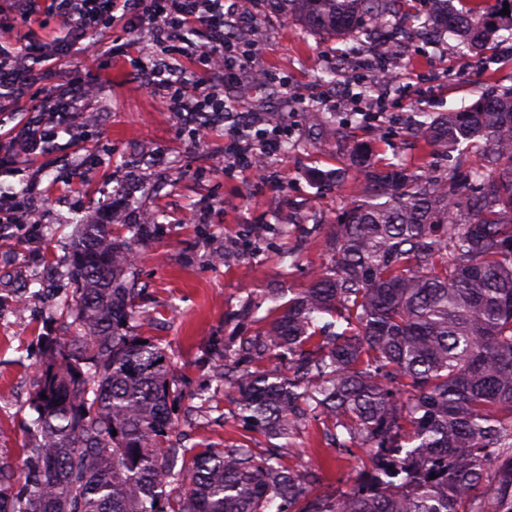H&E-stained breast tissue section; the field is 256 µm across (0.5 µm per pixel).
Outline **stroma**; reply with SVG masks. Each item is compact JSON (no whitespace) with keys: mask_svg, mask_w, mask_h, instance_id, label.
<instances>
[{"mask_svg":"<svg viewBox=\"0 0 512 512\" xmlns=\"http://www.w3.org/2000/svg\"><path fill=\"white\" fill-rule=\"evenodd\" d=\"M234 2L265 31L253 56L272 81L226 94L254 112L288 114V141L263 178L240 167L213 171L214 155L224 151L223 126L210 131L208 152L191 149L189 133L178 128L161 95L141 87L122 58L101 55L116 29L87 39L85 51L75 56L37 64L47 87L66 82L78 66L100 73L88 100L99 124L78 140L59 135L49 158H22L0 170L1 192H21L35 178L45 197L40 223L13 226L0 246V456L18 461L30 438L25 424L33 416L32 379L43 358V337L67 333L59 306L71 295L67 258L77 228L96 223L121 195L129 201L128 223H139L145 212L159 217L154 237L131 242L138 261L130 279L140 291L133 326L165 347L175 377L185 384L175 415L182 442L202 448L243 442L258 452L270 447L271 439L239 425L209 341L230 335L232 315L243 311L249 329H256L272 289L304 287L312 270L325 264L328 226L364 178L349 164L350 143L366 145L379 165L444 170L446 161L412 133L420 113L470 105L512 76L511 40L478 53L453 40H418L397 45L386 60L397 82L381 99L370 89L377 74L366 66L359 33L310 30L298 18L274 14L265 0ZM283 80L294 99L284 100ZM89 156L97 157V165L86 178L75 177V164ZM315 169L337 170L345 179L317 184L308 176ZM216 252L223 253V264L212 263ZM318 429L313 421L293 437L303 463L327 460L310 495L349 490L350 469L336 451L321 447Z\"/></svg>","mask_w":512,"mask_h":512,"instance_id":"35a3bbf8","label":"stroma"}]
</instances>
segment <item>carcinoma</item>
<instances>
[{"label": "carcinoma", "mask_w": 512, "mask_h": 512, "mask_svg": "<svg viewBox=\"0 0 512 512\" xmlns=\"http://www.w3.org/2000/svg\"><path fill=\"white\" fill-rule=\"evenodd\" d=\"M406 2L266 0L336 35L390 40L399 20L479 50L512 30V0ZM414 136L445 156L474 147L481 168H378L353 144L365 182L330 225L327 263L254 334L209 343L243 427L286 438L318 419L321 442L349 453V491L308 497L319 470L279 447L170 440L182 392L165 348L131 332L135 252L85 224L67 270L73 333L42 339L31 441L21 465L0 457V512H512V86L425 115Z\"/></svg>", "instance_id": "obj_1"}]
</instances>
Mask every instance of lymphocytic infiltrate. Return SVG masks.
<instances>
[{
	"mask_svg": "<svg viewBox=\"0 0 512 512\" xmlns=\"http://www.w3.org/2000/svg\"><path fill=\"white\" fill-rule=\"evenodd\" d=\"M7 10L24 19L46 13L59 29L51 43L36 49L18 47L11 24L0 21V108L25 97L33 102L19 130L0 140V168L23 156L51 153L59 134L79 136L89 120L84 102L93 84L86 73L74 68L65 84L46 89L37 83L33 57L53 61L72 56L83 41L118 20L126 35L147 28L168 50L183 45L197 55L202 74L192 78L180 76L169 64L130 60L145 88L162 90L181 127L197 132L224 122L234 159L247 169L276 155L288 136L287 121L269 123L220 96L221 90L243 79H271L253 65L247 41L230 33L224 0H47L43 5L38 0H0V13ZM201 31L207 40L198 47L193 37Z\"/></svg>",
	"mask_w": 512,
	"mask_h": 512,
	"instance_id": "f902f5d3",
	"label": "lymphocytic infiltrate"
}]
</instances>
